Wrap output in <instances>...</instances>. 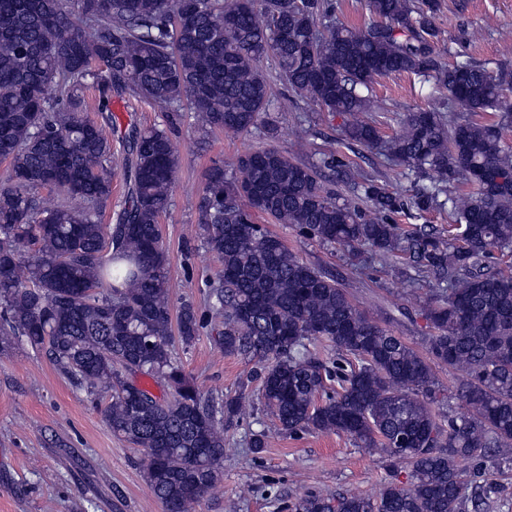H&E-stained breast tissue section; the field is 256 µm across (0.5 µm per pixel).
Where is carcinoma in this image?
<instances>
[{
	"instance_id": "carcinoma-1",
	"label": "carcinoma",
	"mask_w": 512,
	"mask_h": 512,
	"mask_svg": "<svg viewBox=\"0 0 512 512\" xmlns=\"http://www.w3.org/2000/svg\"><path fill=\"white\" fill-rule=\"evenodd\" d=\"M369 7L377 21L354 29L324 0H78L76 11L70 0H0V349L23 337L93 401L108 398L107 425L142 452L164 508L194 512L223 476L224 424L256 399L280 433H343L410 467L409 485L390 484L376 501L311 493L291 512H481V493L465 487L491 468L512 470V263L503 260L512 253V151L502 140L512 71L442 62L435 0ZM269 57L296 97L344 117L346 143L430 174L411 200L448 206L453 223L406 232L388 221L402 204L384 185L347 172L361 208L277 148L218 163L197 224L221 269L207 317L181 303L175 337L160 219L178 147L165 130L134 126L114 152L112 128L82 113V89L93 85L104 105L114 92L166 110L185 103L202 127L249 135L265 124L270 86L259 63ZM401 73L432 79L476 119L417 110L384 136L365 116L372 85ZM118 168L124 207L103 224ZM42 189L79 205L43 207ZM259 215L342 246L353 261L408 256L409 296L437 283L423 297L425 352L370 320ZM207 319L222 324L220 351L253 362L258 393L207 397L177 362L174 339L190 346ZM314 341L335 349L332 365L311 356ZM433 360L456 372L465 414L441 412Z\"/></svg>"
}]
</instances>
